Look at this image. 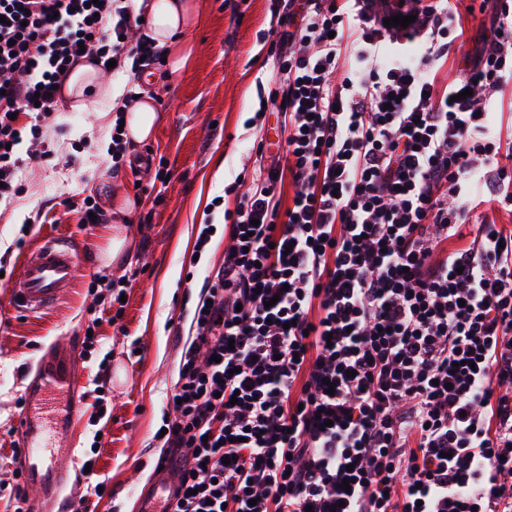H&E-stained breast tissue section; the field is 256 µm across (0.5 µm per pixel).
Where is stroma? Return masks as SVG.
Segmentation results:
<instances>
[{
    "label": "stroma",
    "instance_id": "stroma-1",
    "mask_svg": "<svg viewBox=\"0 0 512 512\" xmlns=\"http://www.w3.org/2000/svg\"><path fill=\"white\" fill-rule=\"evenodd\" d=\"M199 25L188 31L195 60L174 79H164L165 64L155 60L137 83L149 84L159 122L154 136L127 147L125 169L113 171L110 141L119 114L111 101L97 98L84 112L63 103L61 115L46 133L53 154L25 161L22 190L0 205V512H13V487L23 485L12 461L15 423L28 397L33 367L44 347L61 336H81L98 308L90 292L92 276L132 275L125 307L113 323H102L103 348L110 351L112 398L108 419L91 423L96 412L94 358L83 359L78 394L84 410L68 433L67 462L72 500H84L87 512H135L133 487L153 478L161 451L155 433L166 397L177 380L184 342L208 267L219 264L229 242L222 211L211 202L233 203L237 180L259 176L284 134L274 115L258 117L259 100L274 90L276 28L288 22L282 0H243L231 10L225 0H198ZM224 176L214 177L216 159ZM167 170V180L156 179ZM91 197L110 218L106 224L82 223L78 207ZM129 198L122 209L118 199ZM216 231L199 263H192L202 224ZM26 236H19L21 225ZM124 229L126 246L114 261L105 254L113 226ZM76 243L81 262L77 281L56 309L22 315L10 301L9 273L26 252L47 235ZM193 286H186V276ZM96 449L94 479L106 481L109 495L89 494L78 463Z\"/></svg>",
    "mask_w": 512,
    "mask_h": 512
}]
</instances>
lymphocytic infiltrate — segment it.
<instances>
[{"label":"lymphocytic infiltrate","mask_w":512,"mask_h":512,"mask_svg":"<svg viewBox=\"0 0 512 512\" xmlns=\"http://www.w3.org/2000/svg\"><path fill=\"white\" fill-rule=\"evenodd\" d=\"M494 3L451 80L455 0H300L276 31L285 156L224 212L163 420L173 512H512V228L462 232L473 175L512 212L481 103L512 82ZM138 23L121 0H0L1 202L68 71L160 55Z\"/></svg>","instance_id":"1"}]
</instances>
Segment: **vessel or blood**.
I'll return each mask as SVG.
<instances>
[{"instance_id": "vessel-or-blood-1", "label": "vessel or blood", "mask_w": 512, "mask_h": 512, "mask_svg": "<svg viewBox=\"0 0 512 512\" xmlns=\"http://www.w3.org/2000/svg\"><path fill=\"white\" fill-rule=\"evenodd\" d=\"M79 259L75 247L67 242L45 239L25 254L11 283L14 309L39 313L55 307L65 288L75 281ZM79 346L72 339L54 341L40 358L30 397L39 401L40 412H24L16 422L19 447L16 461L29 487L38 491L29 498L30 512H53L54 505L65 490L70 471L62 467L65 451L58 445V428L73 424L81 411L77 395ZM154 491L140 497L141 512H163L159 506V491L175 493L179 480L171 467L159 471Z\"/></svg>"}]
</instances>
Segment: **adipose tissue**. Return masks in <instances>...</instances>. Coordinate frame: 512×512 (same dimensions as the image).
Segmentation results:
<instances>
[{
    "label": "adipose tissue",
    "mask_w": 512,
    "mask_h": 512,
    "mask_svg": "<svg viewBox=\"0 0 512 512\" xmlns=\"http://www.w3.org/2000/svg\"><path fill=\"white\" fill-rule=\"evenodd\" d=\"M148 35L165 48L171 71L185 68L193 60V49L184 41L186 31L198 18L193 0H152ZM158 115L149 93H142L137 102L127 106L124 124L128 138L135 143L148 140L154 133Z\"/></svg>",
    "instance_id": "adipose-tissue-1"
}]
</instances>
